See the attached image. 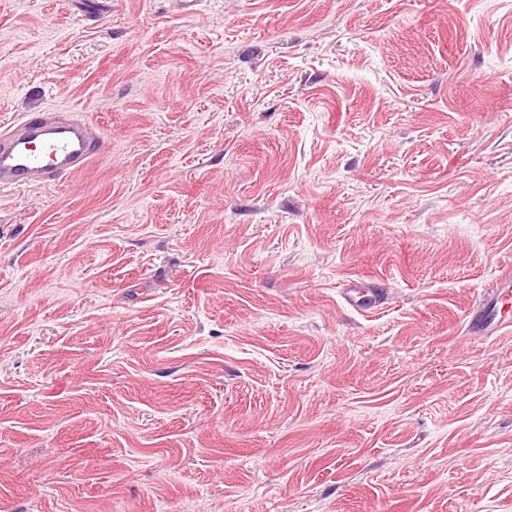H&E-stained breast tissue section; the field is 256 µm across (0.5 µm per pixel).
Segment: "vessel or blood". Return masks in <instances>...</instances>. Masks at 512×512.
I'll use <instances>...</instances> for the list:
<instances>
[{"label":"vessel or blood","mask_w":512,"mask_h":512,"mask_svg":"<svg viewBox=\"0 0 512 512\" xmlns=\"http://www.w3.org/2000/svg\"><path fill=\"white\" fill-rule=\"evenodd\" d=\"M103 147L89 121L59 112H31L22 121L0 130V188L45 187L80 171ZM387 292L377 280L348 279L342 299L366 313L384 302ZM512 302V267L501 268L482 299L465 317L468 336L488 339L512 330L505 308Z\"/></svg>","instance_id":"vessel-or-blood-1"}]
</instances>
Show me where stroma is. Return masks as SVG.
<instances>
[{"mask_svg":"<svg viewBox=\"0 0 512 512\" xmlns=\"http://www.w3.org/2000/svg\"><path fill=\"white\" fill-rule=\"evenodd\" d=\"M33 109L105 150L0 190V512H512V0H0ZM512 297V267L499 270L492 286L465 317V331L476 339H489L512 330V319L504 312ZM387 296V290L381 288L377 280L355 277L346 281L342 288V299L352 309L366 313L376 310Z\"/></svg>","mask_w":512,"mask_h":512,"instance_id":"obj_1","label":"stroma"}]
</instances>
